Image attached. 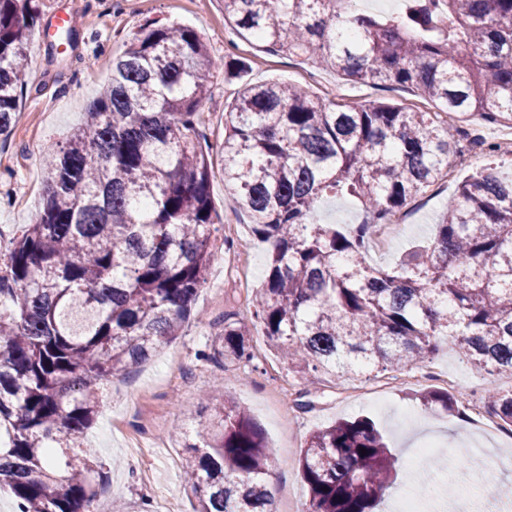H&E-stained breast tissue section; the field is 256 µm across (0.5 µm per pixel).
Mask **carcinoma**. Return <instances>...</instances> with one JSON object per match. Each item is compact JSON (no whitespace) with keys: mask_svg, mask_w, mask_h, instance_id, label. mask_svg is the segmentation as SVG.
Returning <instances> with one entry per match:
<instances>
[{"mask_svg":"<svg viewBox=\"0 0 512 512\" xmlns=\"http://www.w3.org/2000/svg\"><path fill=\"white\" fill-rule=\"evenodd\" d=\"M0 0V142L12 133L37 16ZM224 19L272 53L306 56L358 84L411 87L454 113L512 122V0H406L394 18L350 0H224ZM218 67L193 28L146 23L63 143L43 147L36 223L0 264V488L18 512H91L98 495L80 434L101 389L179 335L219 258L201 107ZM453 127L375 101L343 110L299 86L246 83L224 118V182L268 245L251 301L263 336L302 374L396 372L441 340L490 375L512 374V165H489L448 199L434 240L395 266L369 237L448 174ZM367 219L321 224L325 193ZM219 366L252 360L224 313ZM426 410L457 413L442 391ZM484 407L512 426V393ZM184 477L195 512H274L272 451L249 412L212 398L194 420ZM367 454H361V449ZM398 459L367 417L313 431L297 469L306 512H373Z\"/></svg>","mask_w":512,"mask_h":512,"instance_id":"cac0c4a2","label":"carcinoma"}]
</instances>
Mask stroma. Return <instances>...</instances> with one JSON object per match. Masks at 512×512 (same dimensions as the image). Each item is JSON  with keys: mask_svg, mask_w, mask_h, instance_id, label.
Here are the masks:
<instances>
[{"mask_svg": "<svg viewBox=\"0 0 512 512\" xmlns=\"http://www.w3.org/2000/svg\"><path fill=\"white\" fill-rule=\"evenodd\" d=\"M38 13L37 35L31 36L28 64L21 76L20 114L7 141L0 142V243L35 223L42 196V148L64 142L85 118V111L112 76V59L122 54L132 34L149 21L192 27L205 38L210 57H233L244 70L226 77L212 69L209 93L202 106L210 145L211 197L215 222L236 227L233 254L244 264L247 287L240 288L226 273L224 261L210 269L208 283L193 305V314L179 336L163 344L155 357L125 378L112 380L102 394L99 414L83 436L107 477L94 512H112L121 501L126 512H157L160 498H177L183 512H194L196 499L182 481L187 453L183 424L197 413L200 397L216 378L226 377L224 393L245 407L262 429L273 450L271 483L275 494L292 490L296 501L308 498L296 462L310 433L341 418L366 416L388 436L398 458L395 484L377 512H396L403 491L423 502L445 495L484 497L490 483H512V469H499L493 457L512 451V436L473 433L462 416L427 413L420 392L440 388V376L457 378L480 400L486 387L512 391V376L488 377L467 364L456 348L441 346L420 382L387 383L385 375H348L335 378L319 373L311 378L287 369L266 343L252 316L251 297L260 288L267 262V245L255 239L249 219L225 186L221 166L224 114L238 97L243 83L272 79L304 86L313 95L345 108L365 100L383 101L408 112H430L437 121H452L462 137L485 141L475 163L455 169L430 186L423 196L403 208L396 236L383 248L369 249L376 267H391L412 246L430 243L441 223L449 197L459 183L480 167L507 165L512 156L500 151L512 126L479 115L449 116L439 104L411 88L347 81L333 69L303 57L274 54L253 40L238 38L224 22V0H32ZM72 14L77 26L64 36L57 12ZM235 311L250 334L252 362L219 367L202 360L201 352L218 343L225 310ZM431 444L442 458L453 460L452 476L442 481L429 476L414 448ZM477 448L465 466L458 451Z\"/></svg>", "mask_w": 512, "mask_h": 512, "instance_id": "1", "label": "stroma"}]
</instances>
